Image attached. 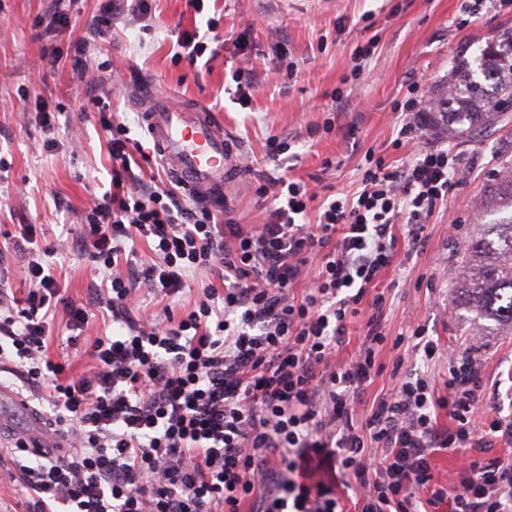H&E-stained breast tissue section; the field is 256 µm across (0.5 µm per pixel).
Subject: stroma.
<instances>
[{"instance_id": "stroma-1", "label": "stroma", "mask_w": 512, "mask_h": 512, "mask_svg": "<svg viewBox=\"0 0 512 512\" xmlns=\"http://www.w3.org/2000/svg\"><path fill=\"white\" fill-rule=\"evenodd\" d=\"M52 0H0V232L17 224L41 225L66 302L87 306L85 335L104 332L101 311L90 297L102 277L81 254L76 240L85 209L110 188L111 163L105 135L91 100L99 85L81 82L74 69L75 45L106 0H65L69 24L53 45L63 57L51 64L39 33ZM218 22L197 65L173 58L178 35L206 32ZM512 29V8L486 0L463 18L461 0H204L194 13L186 0H152L150 17L124 13L105 37L89 40L86 64H112V117L127 124L145 152L150 136L128 97L146 81L183 102L204 101L232 141L237 168L225 191L231 217L259 225L270 218L271 201L258 196L270 177L285 175L319 195H351L360 188L366 155L397 167L429 145L450 146L459 158L452 188L429 217L424 240H398L399 268L380 278L387 343L378 361L385 370L365 392L366 400L392 385L397 357L392 338L425 326L448 351L477 348L484 389L476 418L512 414V335L475 336L451 300L446 270L463 260L474 231L475 205L496 188L502 162L512 156V119L470 141L448 140L431 130L394 147L403 116L396 104L413 80L432 96L448 79L457 56L473 59L479 44ZM362 57H355V50ZM360 75H353L354 67ZM252 74L248 103L238 99L235 70ZM60 106L54 138L36 120L35 100ZM288 144L278 161L266 155V140ZM32 432L26 411L0 406V512H28L30 496L14 470L16 439Z\"/></svg>"}]
</instances>
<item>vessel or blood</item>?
<instances>
[{
  "label": "vessel or blood",
  "instance_id": "vessel-or-blood-1",
  "mask_svg": "<svg viewBox=\"0 0 512 512\" xmlns=\"http://www.w3.org/2000/svg\"><path fill=\"white\" fill-rule=\"evenodd\" d=\"M141 104L164 166L192 193L223 197L235 154L209 108L200 102L175 104L149 86L141 93Z\"/></svg>",
  "mask_w": 512,
  "mask_h": 512
}]
</instances>
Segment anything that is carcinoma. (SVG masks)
Listing matches in <instances>:
<instances>
[{"label":"carcinoma","instance_id":"cac0c4a2","mask_svg":"<svg viewBox=\"0 0 512 512\" xmlns=\"http://www.w3.org/2000/svg\"><path fill=\"white\" fill-rule=\"evenodd\" d=\"M512 108V30L486 41L473 61L457 62L448 87L427 102L430 124L448 138L476 136ZM465 261L454 269L453 305L472 328L512 334V175L501 178L497 198L474 222Z\"/></svg>","mask_w":512,"mask_h":512}]
</instances>
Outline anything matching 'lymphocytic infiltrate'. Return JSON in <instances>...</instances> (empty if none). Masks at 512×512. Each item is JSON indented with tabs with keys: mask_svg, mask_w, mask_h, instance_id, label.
Returning <instances> with one entry per match:
<instances>
[{
	"mask_svg": "<svg viewBox=\"0 0 512 512\" xmlns=\"http://www.w3.org/2000/svg\"><path fill=\"white\" fill-rule=\"evenodd\" d=\"M93 104L109 135L112 177L80 241L106 283L97 305L116 329L84 337L92 375L68 374L47 347L60 286L36 225L21 227L26 296L0 287V364L73 441L64 457L16 444L11 460L30 512H344L337 490L315 479L317 460L359 486L357 512L441 503L449 512H512L511 464L463 459L452 490L432 465L440 452L512 442V421L475 417L482 369L474 350L458 354L444 383L408 372L364 403L383 371L385 297L376 285L397 260V235L422 241L457 171L454 153L432 147L395 169L376 162L345 197L273 179L271 219L253 228L219 219L210 198L142 189L134 142L113 121L110 97ZM313 205L318 221L309 224ZM138 241L156 257L142 269ZM202 275L223 289H206L178 317L140 316L141 286L170 297ZM364 304V339L343 357ZM442 411L450 425H438Z\"/></svg>",
	"mask_w": 512,
	"mask_h": 512,
	"instance_id": "f902f5d3",
	"label": "lymphocytic infiltrate"
}]
</instances>
